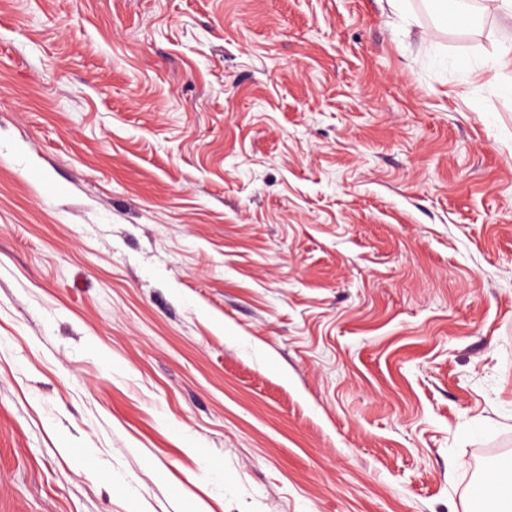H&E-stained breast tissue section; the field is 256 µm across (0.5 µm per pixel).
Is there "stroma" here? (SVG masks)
Returning a JSON list of instances; mask_svg holds the SVG:
<instances>
[{
  "mask_svg": "<svg viewBox=\"0 0 512 512\" xmlns=\"http://www.w3.org/2000/svg\"><path fill=\"white\" fill-rule=\"evenodd\" d=\"M439 13L0 0V512L473 508L512 23Z\"/></svg>",
  "mask_w": 512,
  "mask_h": 512,
  "instance_id": "1",
  "label": "stroma"
}]
</instances>
